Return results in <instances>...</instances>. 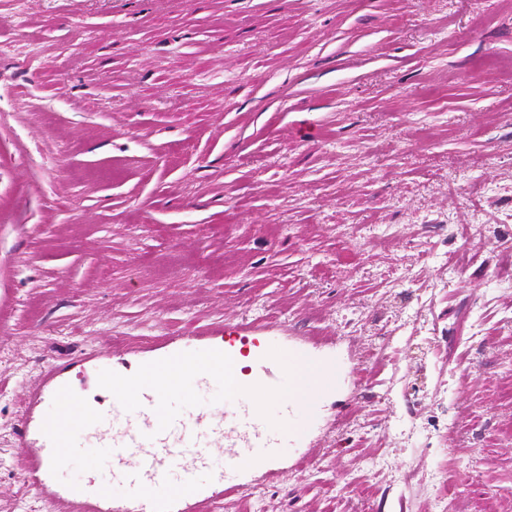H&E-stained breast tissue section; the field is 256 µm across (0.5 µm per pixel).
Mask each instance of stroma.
<instances>
[{"instance_id": "obj_1", "label": "stroma", "mask_w": 512, "mask_h": 512, "mask_svg": "<svg viewBox=\"0 0 512 512\" xmlns=\"http://www.w3.org/2000/svg\"><path fill=\"white\" fill-rule=\"evenodd\" d=\"M512 0H0V512L53 362L234 321L340 382L196 512H512ZM480 222V236L466 225ZM467 382H460L461 371ZM168 410L224 407L186 374ZM59 485L131 505L75 432Z\"/></svg>"}]
</instances>
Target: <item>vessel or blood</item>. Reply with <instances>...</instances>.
Here are the masks:
<instances>
[{"instance_id": "vessel-or-blood-1", "label": "vessel or blood", "mask_w": 512, "mask_h": 512, "mask_svg": "<svg viewBox=\"0 0 512 512\" xmlns=\"http://www.w3.org/2000/svg\"><path fill=\"white\" fill-rule=\"evenodd\" d=\"M276 347V342L267 343L266 354L253 360L254 389L259 393L293 391L296 403L310 409L313 393L299 386L294 374L283 371L274 356ZM214 359L224 362V402L237 405L238 410L229 416L212 414L205 422L174 413L160 414L158 394L137 378L102 375L99 383L112 391L114 400H121L123 392L131 389L138 393L134 415L143 425L134 432L123 425L104 428L102 413L77 404L67 380L68 367L56 362L48 365L24 398L21 464L28 486L51 502L55 512H194V503L203 493L196 480V469L209 454L208 436L232 440L234 449L226 460V469L240 470L247 464L271 465L272 426L268 418L248 412L249 403L239 380L237 352L222 346L212 335L204 348L187 343L174 347L165 357L166 362H182L206 377L212 374L209 363ZM60 418L67 420V430L56 427ZM74 430L99 432L116 459L139 457V466L126 472L127 480L138 488L134 507L116 505L111 494L95 484L79 490L54 485L53 474L69 454L70 433ZM174 470L181 473L175 481L170 478Z\"/></svg>"}]
</instances>
